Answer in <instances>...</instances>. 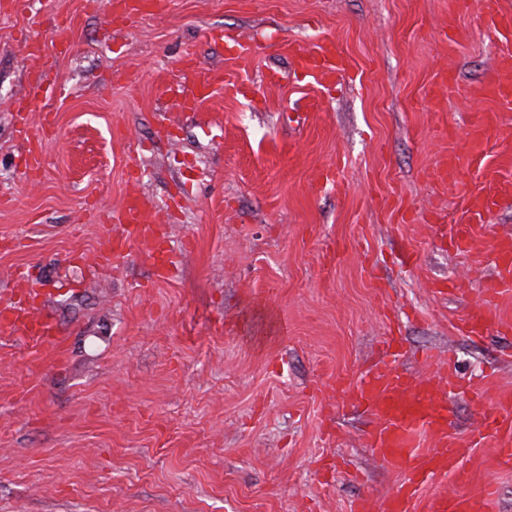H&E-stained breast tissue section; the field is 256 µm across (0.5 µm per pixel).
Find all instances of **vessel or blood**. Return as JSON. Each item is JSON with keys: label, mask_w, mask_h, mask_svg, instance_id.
Here are the masks:
<instances>
[{"label": "vessel or blood", "mask_w": 512, "mask_h": 512, "mask_svg": "<svg viewBox=\"0 0 512 512\" xmlns=\"http://www.w3.org/2000/svg\"><path fill=\"white\" fill-rule=\"evenodd\" d=\"M285 52L296 71L324 86L335 85L350 69L346 58L330 41L311 48L289 43ZM188 70L192 86L184 95L181 108L192 111L222 82L223 76L219 71L193 64ZM490 88L501 106L511 110L512 54L503 59ZM496 120V115L489 113L473 116L469 150L449 154L442 161V171L451 181H459L465 170L481 162L486 132ZM506 198L512 200V188L508 186L494 194L473 192L468 196L469 210L480 217ZM107 218L123 227V246H136L140 259L152 265L157 277H164L165 267L159 264L153 245L152 226L157 214L149 201L138 192H130L119 207L109 211ZM488 257L493 273L483 285L481 298L455 325L461 335L470 339L484 337L492 329L504 335L512 332V323L504 322L498 312L500 296L512 291V237L492 238ZM0 334L25 336L55 352L62 351L67 343L51 315L39 305L38 293L32 288L26 290L24 302L0 308ZM401 356L399 338L383 337L379 359L358 382L345 387L351 402L373 419L367 447L384 467L402 476L380 504L362 499L353 512H497L494 486L474 493L464 489L467 472L461 464L458 443L448 431V402L457 395L458 384L440 369L426 375L409 374L399 365ZM478 434L493 438L499 466L511 468V393L496 398L484 413ZM429 484L437 485V492L421 499V489Z\"/></svg>", "instance_id": "b4317fda"}]
</instances>
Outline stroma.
<instances>
[{
	"mask_svg": "<svg viewBox=\"0 0 512 512\" xmlns=\"http://www.w3.org/2000/svg\"><path fill=\"white\" fill-rule=\"evenodd\" d=\"M451 2L171 0L125 24L108 23V0L0 8V305L27 270L67 338L54 357L0 335V512L381 500L400 476L373 461L370 418L338 383L375 361L394 316L407 368L429 373V350L453 358L467 391L450 431L469 487L494 483L512 512V469L475 435L512 391V334L454 331L491 272L485 244L512 236V205L476 222L468 195L512 184V154L496 132L462 184L434 173L467 151L474 113L498 110L488 86L512 35L485 24L483 0ZM211 28L252 44L251 58ZM29 39L58 87L30 116L45 141L33 173L12 112L32 79ZM284 41L335 42L353 67L326 91L294 75ZM188 57L224 74L192 112L167 91L188 86ZM133 169L161 218L164 280L133 253L95 263L120 234L104 216ZM468 223L481 250L453 252ZM448 281L457 293H438Z\"/></svg>",
	"mask_w": 512,
	"mask_h": 512,
	"instance_id": "obj_1",
	"label": "stroma"
}]
</instances>
